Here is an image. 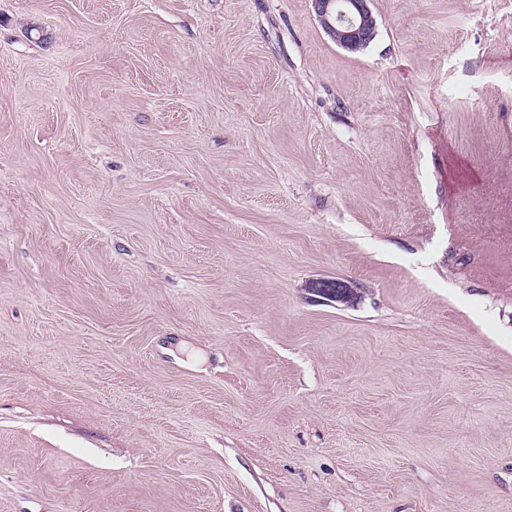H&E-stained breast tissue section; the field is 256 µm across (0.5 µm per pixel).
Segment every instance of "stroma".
<instances>
[{"instance_id": "stroma-1", "label": "stroma", "mask_w": 512, "mask_h": 512, "mask_svg": "<svg viewBox=\"0 0 512 512\" xmlns=\"http://www.w3.org/2000/svg\"><path fill=\"white\" fill-rule=\"evenodd\" d=\"M370 7L0 0V512H512V0ZM324 32L342 49L357 52L367 47L376 33L370 0H311Z\"/></svg>"}]
</instances>
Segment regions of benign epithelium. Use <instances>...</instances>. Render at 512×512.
I'll return each mask as SVG.
<instances>
[{"instance_id": "7a95c632", "label": "benign epithelium", "mask_w": 512, "mask_h": 512, "mask_svg": "<svg viewBox=\"0 0 512 512\" xmlns=\"http://www.w3.org/2000/svg\"><path fill=\"white\" fill-rule=\"evenodd\" d=\"M324 32L342 49L358 52L376 33L370 0H311Z\"/></svg>"}]
</instances>
